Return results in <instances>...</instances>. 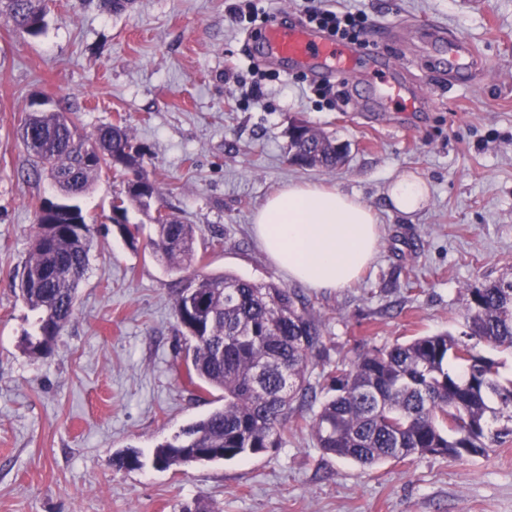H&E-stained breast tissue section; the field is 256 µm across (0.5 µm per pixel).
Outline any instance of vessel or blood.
<instances>
[{
  "label": "vessel or blood",
  "mask_w": 512,
  "mask_h": 512,
  "mask_svg": "<svg viewBox=\"0 0 512 512\" xmlns=\"http://www.w3.org/2000/svg\"><path fill=\"white\" fill-rule=\"evenodd\" d=\"M423 36L432 44L446 43L445 63L449 74L461 78L477 65L474 47L464 39L449 35L444 28L429 27L424 30ZM253 49L258 55L296 66L305 65L326 74L348 70L355 61V50L351 45L333 41L317 30L300 25L274 23L267 26L254 38ZM374 92L381 102L398 103L407 110L414 106L397 81H380L375 85Z\"/></svg>",
  "instance_id": "vessel-or-blood-1"
}]
</instances>
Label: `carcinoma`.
<instances>
[{
  "mask_svg": "<svg viewBox=\"0 0 512 512\" xmlns=\"http://www.w3.org/2000/svg\"><path fill=\"white\" fill-rule=\"evenodd\" d=\"M0 17L21 34L46 28L41 0H0ZM63 112H31L20 131L33 158L65 202L36 218L37 232L23 266L21 297L35 313L33 333L23 336L31 357L52 353L72 320L78 288L89 266L92 225L76 203L105 170L125 176L112 201V221L136 247L139 226L129 208L150 214L155 235L148 246L168 272L181 275L174 315L191 342L184 359L188 382L224 391V406L182 428L153 450L160 469L266 454L281 447L288 427L310 430L321 451L373 466L387 459L437 454L453 460L483 455L512 426V380H500L499 363L481 345L512 348V279L467 289L464 330L414 336L358 354L349 366L322 371L334 395L317 402L314 362L326 349L320 320L296 288L257 284L230 273L202 275L196 227L164 210L161 193L144 168L143 148L123 124H105L89 135ZM290 161L334 168L344 148L308 126L289 135ZM319 406H314V403ZM143 465L127 449L112 467Z\"/></svg>",
  "mask_w": 512,
  "mask_h": 512,
  "instance_id": "1",
  "label": "carcinoma"
}]
</instances>
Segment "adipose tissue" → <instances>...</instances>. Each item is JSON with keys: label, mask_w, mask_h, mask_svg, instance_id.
Wrapping results in <instances>:
<instances>
[{"label": "adipose tissue", "mask_w": 512, "mask_h": 512, "mask_svg": "<svg viewBox=\"0 0 512 512\" xmlns=\"http://www.w3.org/2000/svg\"><path fill=\"white\" fill-rule=\"evenodd\" d=\"M429 187L414 173L394 181L388 196L403 214L419 210ZM254 232L273 264L316 290L349 287L373 260L378 219L357 196L316 183H291L255 212Z\"/></svg>", "instance_id": "adipose-tissue-1"}]
</instances>
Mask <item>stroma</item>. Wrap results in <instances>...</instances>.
Instances as JSON below:
<instances>
[{"mask_svg":"<svg viewBox=\"0 0 512 512\" xmlns=\"http://www.w3.org/2000/svg\"><path fill=\"white\" fill-rule=\"evenodd\" d=\"M234 0H49L38 36L0 17V512H176L203 497L215 512H512V435L482 456L414 455L364 467L323 454L309 429H289L260 456L159 469L154 448L223 405L184 376L185 341L173 312L181 282L112 223L120 174L106 171L80 200L96 228L73 319L51 355L21 346L33 314L20 276L36 207L57 199L16 131L35 109L75 114L81 133L121 122L145 148L162 203L197 228L205 273L285 285L252 233V217L289 182L360 196L376 213L373 264L348 288L305 289L324 325L322 364L414 336L461 330L467 289L512 276V0H323L362 10L376 42L355 44L356 67L324 93L297 66L256 62L249 21ZM437 25L480 57L467 80L433 67L419 32ZM396 57L418 97L408 112L374 102L369 58ZM262 80L264 96L249 88ZM300 121L347 145L333 169L288 160ZM412 172L425 205L394 210L388 184ZM134 448L143 465L115 470Z\"/></svg>","mask_w":512,"mask_h":512,"instance_id":"obj_1","label":"stroma"}]
</instances>
